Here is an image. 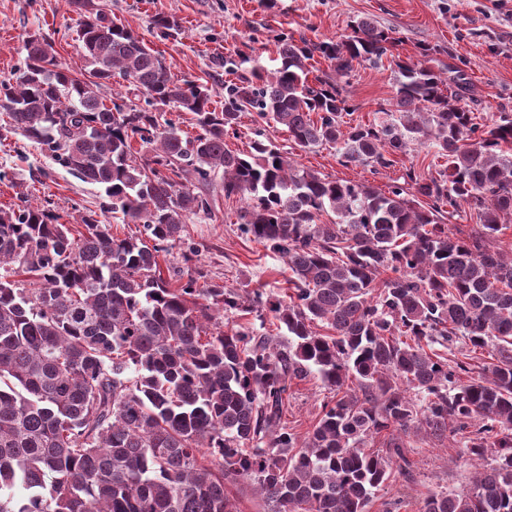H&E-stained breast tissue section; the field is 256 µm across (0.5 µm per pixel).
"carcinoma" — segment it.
Segmentation results:
<instances>
[{"label": "carcinoma", "mask_w": 512, "mask_h": 512, "mask_svg": "<svg viewBox=\"0 0 512 512\" xmlns=\"http://www.w3.org/2000/svg\"><path fill=\"white\" fill-rule=\"evenodd\" d=\"M68 2L90 69L75 76L53 37H29L0 81V138L40 145L145 238L114 236L93 211L75 232L44 205L0 209V512H239L242 478L270 512H368L412 431L452 439L476 467L419 512H512V255L494 247L512 227V113L474 122L469 84L429 65L440 48L403 58L367 18L339 39L268 30L279 65L224 83L218 111L213 89L173 78L96 0ZM316 56L330 72L311 76ZM362 64L396 89L368 124L345 120ZM117 77L125 89L104 99ZM166 107L199 133L159 122ZM244 112L302 149L335 146L345 167L378 173L424 144L445 163L386 192L333 180L261 131L247 152L224 148ZM219 172L224 196L245 200L238 230L286 260L291 294L162 277L186 219L212 213ZM466 211L464 238L449 221ZM230 311L272 314L286 341L224 330ZM447 342L463 359L438 352ZM311 376L333 396L300 436L282 416Z\"/></svg>", "instance_id": "cac0c4a2"}]
</instances>
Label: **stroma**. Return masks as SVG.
I'll return each instance as SVG.
<instances>
[{"mask_svg":"<svg viewBox=\"0 0 512 512\" xmlns=\"http://www.w3.org/2000/svg\"><path fill=\"white\" fill-rule=\"evenodd\" d=\"M106 11L161 54L174 78L204 83L219 93L224 90L227 55L246 49L255 66H277V48L265 39L268 29L337 39L350 34L355 21L368 17L380 27L397 30L401 56L416 59L421 47L441 46L433 65L460 71L472 88L471 109L477 122H487L503 108L512 111V0H277L272 8L265 0H112ZM159 14L179 23L177 37L154 36L152 19ZM77 29L78 17L67 0H0V81L12 78L24 59L26 41L40 32L54 33L57 57L72 73L87 72ZM346 89L357 106L354 120L367 124L395 95L390 72L366 65L355 67ZM265 134L278 148L290 152L301 169L340 181L367 182L382 190L404 168L427 173L436 171L439 164L433 149L419 146L394 167L374 174L340 165L332 146H295L275 124L266 125ZM0 172L5 175L0 181V208L25 194L34 203H49L60 223L73 225L79 213L100 211L106 202L100 188L73 177L18 135L0 142ZM223 183L218 175L210 186L216 201L211 216L189 218L182 245L160 256L163 278L176 288L192 273L201 288L213 284L236 291L261 288L285 296L287 265L262 243L241 236L238 221L245 201L225 197ZM188 244L198 250L191 269L182 261ZM327 396L316 379L293 383L285 422L297 432H306ZM409 442L405 455L412 479L400 474L392 478L376 492L370 512H384L385 502L394 498L402 501L400 512H418L429 494L469 483L473 470L460 459L452 440L413 436Z\"/></svg>","mask_w":512,"mask_h":512,"instance_id":"stroma-1","label":"stroma"}]
</instances>
